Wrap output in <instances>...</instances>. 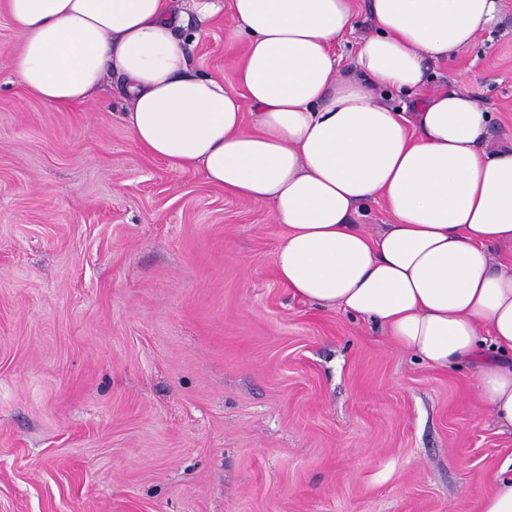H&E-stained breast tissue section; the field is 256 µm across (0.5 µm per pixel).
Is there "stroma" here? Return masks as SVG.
<instances>
[{
  "instance_id": "obj_1",
  "label": "stroma",
  "mask_w": 512,
  "mask_h": 512,
  "mask_svg": "<svg viewBox=\"0 0 512 512\" xmlns=\"http://www.w3.org/2000/svg\"><path fill=\"white\" fill-rule=\"evenodd\" d=\"M229 9L179 35L236 85ZM0 10V512H480L512 434L472 366L294 297L269 204L135 145L119 81L29 96ZM512 142V0L430 66Z\"/></svg>"
}]
</instances>
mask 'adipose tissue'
Listing matches in <instances>:
<instances>
[{
    "mask_svg": "<svg viewBox=\"0 0 512 512\" xmlns=\"http://www.w3.org/2000/svg\"><path fill=\"white\" fill-rule=\"evenodd\" d=\"M500 6L368 0L373 31L344 74L333 45L353 0H231L224 38L244 44L232 90L190 71L172 0H6L23 35L8 64L58 109L120 78L140 149L271 205L286 229L273 266L293 296L372 323L431 367L471 364L512 432V144H492L470 93H422L430 63L468 48ZM392 89L411 114L385 103ZM377 201L394 221L371 232L357 217Z\"/></svg>",
    "mask_w": 512,
    "mask_h": 512,
    "instance_id": "1",
    "label": "adipose tissue"
}]
</instances>
